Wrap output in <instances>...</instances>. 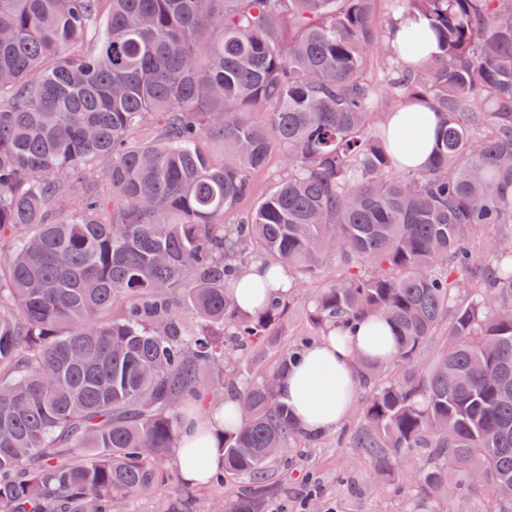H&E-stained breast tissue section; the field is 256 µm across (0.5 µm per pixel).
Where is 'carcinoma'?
Masks as SVG:
<instances>
[{
	"label": "carcinoma",
	"instance_id": "1",
	"mask_svg": "<svg viewBox=\"0 0 512 512\" xmlns=\"http://www.w3.org/2000/svg\"><path fill=\"white\" fill-rule=\"evenodd\" d=\"M376 2L0 0V512H116L165 482L217 367L239 406L212 483L248 479L225 512H262L270 462L305 443L276 380L365 316L398 351L361 366L354 447L383 476L431 448L400 492L461 495L475 469L512 512V0H390L426 21L435 69L400 63L413 44ZM383 95L440 116L416 171ZM258 258L288 290L246 314ZM285 159L281 153L272 156L268 166L258 172L253 178V194L243 202L244 207H248L256 200L263 197L274 183L277 175L284 167Z\"/></svg>",
	"mask_w": 512,
	"mask_h": 512
}]
</instances>
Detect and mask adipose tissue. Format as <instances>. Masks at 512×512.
I'll list each match as a JSON object with an SVG mask.
<instances>
[{
    "label": "adipose tissue",
    "mask_w": 512,
    "mask_h": 512,
    "mask_svg": "<svg viewBox=\"0 0 512 512\" xmlns=\"http://www.w3.org/2000/svg\"><path fill=\"white\" fill-rule=\"evenodd\" d=\"M406 126L419 127L423 133L419 145L402 156L405 169L423 166L433 149L439 118L435 112L392 113L390 134ZM287 286L285 272L259 259L252 263L236 290L239 306L254 312L269 295L272 285ZM373 317L356 321L342 337L330 336L309 349L301 360L280 378L277 397L287 404L300 431L320 435L335 430L345 419L360 390V366L383 363L397 350L396 338L390 327L375 329ZM220 425V416L206 413L186 420L177 450L183 478L204 484L223 467V459L212 433Z\"/></svg>",
    "instance_id": "obj_1"
}]
</instances>
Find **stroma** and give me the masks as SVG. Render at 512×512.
<instances>
[{
    "label": "stroma",
    "instance_id": "obj_1",
    "mask_svg": "<svg viewBox=\"0 0 512 512\" xmlns=\"http://www.w3.org/2000/svg\"><path fill=\"white\" fill-rule=\"evenodd\" d=\"M359 424V410L351 408L336 430L307 439L289 471L271 466L274 494L266 501L268 512L281 503L287 504L288 512H299L307 481L318 489L322 512H491L490 497L480 493L410 504L398 492L396 477L372 476L364 450L353 445ZM247 488L244 480L221 489L196 484L191 502L184 504L169 488L159 486L131 498L125 512H224L226 498Z\"/></svg>",
    "mask_w": 512,
    "mask_h": 512
}]
</instances>
